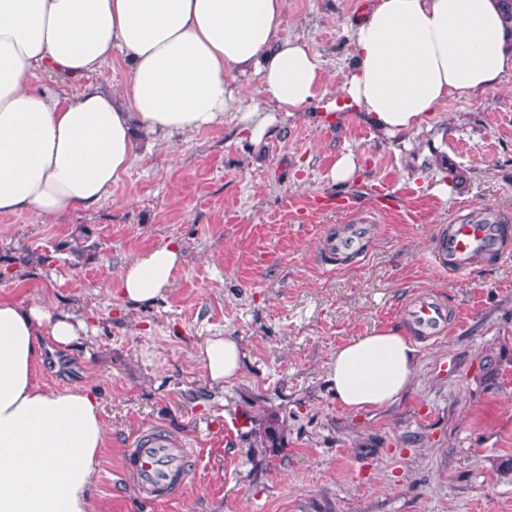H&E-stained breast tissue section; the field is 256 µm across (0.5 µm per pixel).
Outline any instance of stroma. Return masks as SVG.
I'll list each match as a JSON object with an SVG mask.
<instances>
[{
  "mask_svg": "<svg viewBox=\"0 0 512 512\" xmlns=\"http://www.w3.org/2000/svg\"><path fill=\"white\" fill-rule=\"evenodd\" d=\"M368 2L287 0L285 31L320 55L328 82L262 141L230 112L223 126L141 150L94 209L57 224L0 215V299L48 303L88 325L35 374L101 399V512H512V254L459 275L432 259L470 208L512 224V75L450 97L417 132L384 134L336 94ZM124 78L116 58L89 80L47 73L36 87ZM347 153L352 178L332 180ZM351 224L370 227L364 254L325 264L323 241ZM171 239L185 261L167 295L127 307L111 290L120 261ZM422 293L446 307L448 325L415 336L410 386L389 406L343 410L327 381L337 346L378 327L413 330L407 309ZM218 335L236 337L245 358L237 380L215 385L194 356ZM488 347L505 354L490 385ZM230 417L241 426L228 441ZM153 430L195 452L170 500L141 499L123 472L132 437Z\"/></svg>",
  "mask_w": 512,
  "mask_h": 512,
  "instance_id": "stroma-1",
  "label": "stroma"
}]
</instances>
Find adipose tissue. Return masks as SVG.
I'll return each mask as SVG.
<instances>
[{"label":"adipose tissue","mask_w":512,"mask_h":512,"mask_svg":"<svg viewBox=\"0 0 512 512\" xmlns=\"http://www.w3.org/2000/svg\"><path fill=\"white\" fill-rule=\"evenodd\" d=\"M285 0H0V213L50 223L98 206L139 155L138 135L190 134L229 112L259 141L278 113L307 112L326 92L320 56L284 35ZM120 54V87L35 91L40 73L78 79ZM338 92L393 136L417 131L454 95L477 96L512 74V24L497 0H372L352 33ZM258 72L264 107L243 108ZM174 240L122 265L117 292L134 307L168 292L184 262ZM84 325L47 304L0 300V512H98L92 496L108 444L100 401L51 389L35 368ZM402 329L337 347L328 380L348 411L394 403L414 375ZM244 353L214 336L195 360L211 381L237 378Z\"/></svg>","instance_id":"1"}]
</instances>
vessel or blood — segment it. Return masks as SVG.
Returning a JSON list of instances; mask_svg holds the SVG:
<instances>
[{"label":"vessel or blood","mask_w":512,"mask_h":512,"mask_svg":"<svg viewBox=\"0 0 512 512\" xmlns=\"http://www.w3.org/2000/svg\"><path fill=\"white\" fill-rule=\"evenodd\" d=\"M508 230L511 228L490 207H479L477 217L459 219L437 238L435 258L449 272H466L477 258L504 256ZM365 238L364 225H352L345 235L326 241L324 256L332 261L339 256L362 253ZM409 314L422 336L438 335L448 322L446 309L425 294L413 301ZM189 458L185 443L166 433L150 431L135 436L125 456L124 471L132 477L141 496L164 500L181 490Z\"/></svg>","instance_id":"1"}]
</instances>
